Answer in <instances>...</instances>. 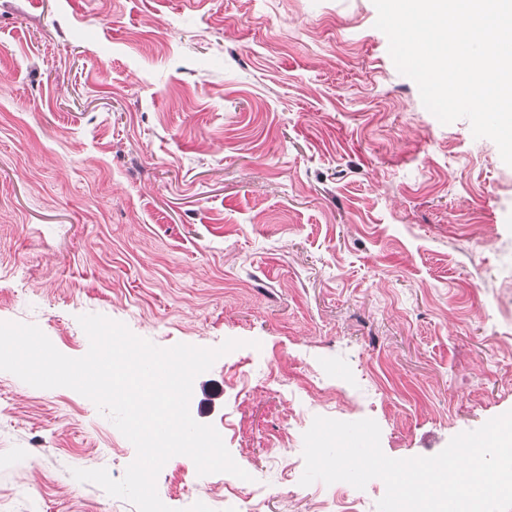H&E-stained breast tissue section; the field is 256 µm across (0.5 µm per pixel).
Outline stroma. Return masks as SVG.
Segmentation results:
<instances>
[{"label": "stroma", "instance_id": "1", "mask_svg": "<svg viewBox=\"0 0 512 512\" xmlns=\"http://www.w3.org/2000/svg\"><path fill=\"white\" fill-rule=\"evenodd\" d=\"M372 0H0V321L69 357L100 314L241 346L194 381L249 480L170 458L185 512H376L301 485L315 417L430 457L512 410V166L441 124ZM134 446L68 388L0 371V512H137Z\"/></svg>", "mask_w": 512, "mask_h": 512}]
</instances>
